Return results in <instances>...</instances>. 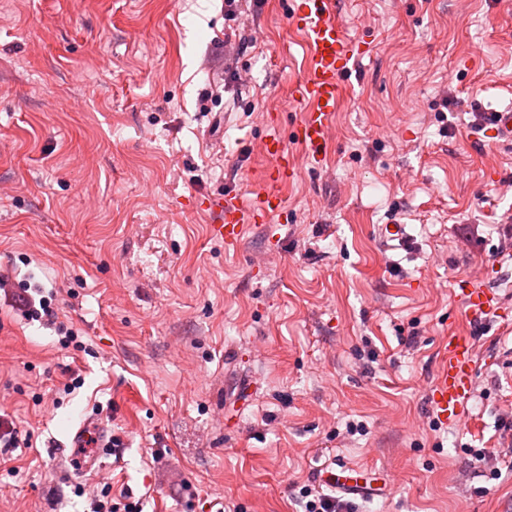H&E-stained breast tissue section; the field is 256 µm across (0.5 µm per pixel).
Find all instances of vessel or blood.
<instances>
[{"mask_svg": "<svg viewBox=\"0 0 512 512\" xmlns=\"http://www.w3.org/2000/svg\"><path fill=\"white\" fill-rule=\"evenodd\" d=\"M287 18L299 31L307 45L303 78L291 93L302 115L294 138L315 163H322L335 113L339 107L344 79L358 59L356 39L350 38L338 18L337 0H286ZM490 123L498 139L512 141V106L491 112ZM274 161L258 192V203L246 207L237 193L202 196L206 210L214 219L208 226L212 239L225 245H237L247 225L266 224L286 211L283 185L298 175L296 158L281 137L273 135L261 146ZM465 317L486 321L500 316V298L486 288L465 283L459 292ZM478 367L474 338L470 334L449 330L440 349V358L433 381L431 397L437 417L451 422L460 421L474 395ZM75 448H104L111 440L103 424H81L70 435Z\"/></svg>", "mask_w": 512, "mask_h": 512, "instance_id": "b4317fda", "label": "vessel or blood"}]
</instances>
